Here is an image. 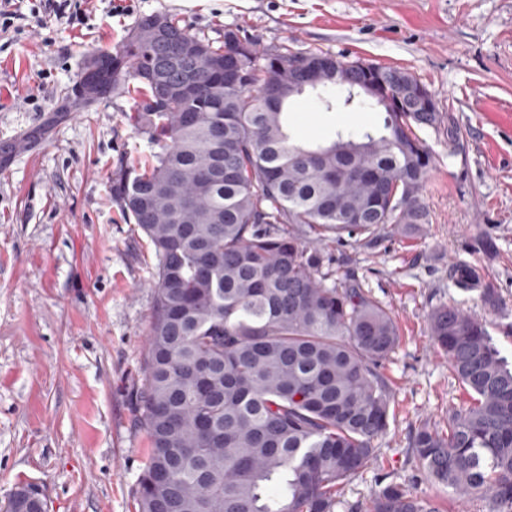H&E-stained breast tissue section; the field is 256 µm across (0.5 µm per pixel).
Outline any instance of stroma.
I'll list each match as a JSON object with an SVG mask.
<instances>
[{
	"label": "stroma",
	"instance_id": "obj_1",
	"mask_svg": "<svg viewBox=\"0 0 512 512\" xmlns=\"http://www.w3.org/2000/svg\"><path fill=\"white\" fill-rule=\"evenodd\" d=\"M151 14L216 43L236 28L263 50L406 70L453 120L418 130L433 155L429 223L384 230L373 243L322 244L336 277L356 279L399 332L381 368L389 429L337 510L366 512L378 478L414 474L416 429H447L470 401L429 336L431 310L453 305L486 321L512 361V0H89L83 26L51 20L12 39L0 33V147L70 95L89 53L112 49ZM290 109L303 137L348 121L307 94ZM131 112L122 97L70 113L0 165V508L33 482L49 512H138L150 443L126 394L147 349L156 258L108 180L121 158L137 156ZM380 120L357 112L348 122L367 129ZM459 263L478 272L495 305L456 285Z\"/></svg>",
	"mask_w": 512,
	"mask_h": 512
}]
</instances>
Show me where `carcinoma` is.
Listing matches in <instances>:
<instances>
[{"label": "carcinoma", "mask_w": 512, "mask_h": 512, "mask_svg": "<svg viewBox=\"0 0 512 512\" xmlns=\"http://www.w3.org/2000/svg\"><path fill=\"white\" fill-rule=\"evenodd\" d=\"M238 81L214 79L187 99L158 102L156 49L138 21L106 56L104 99L135 95L139 163L109 176L112 199L153 246L157 281L142 378L128 392L150 440L137 482L139 512H336L339 490L374 458L390 394L377 367L394 351L389 309L357 283L323 271L303 239L372 241L391 224L429 223L421 192L433 156L415 128L436 127L408 88L410 72L323 52H259L240 30L216 46L165 18ZM95 53L90 59L102 56ZM323 66L327 111L378 105L380 127L298 137L288 115L305 81L298 59ZM357 87L327 95L336 81ZM283 94L273 106L268 92ZM214 173L203 187L202 171ZM430 335L471 393L448 432L422 425L411 447L420 474L460 496L483 493L512 512V368L486 323L451 305L429 314ZM414 478L377 486L369 512H438Z\"/></svg>", "instance_id": "obj_1"}]
</instances>
